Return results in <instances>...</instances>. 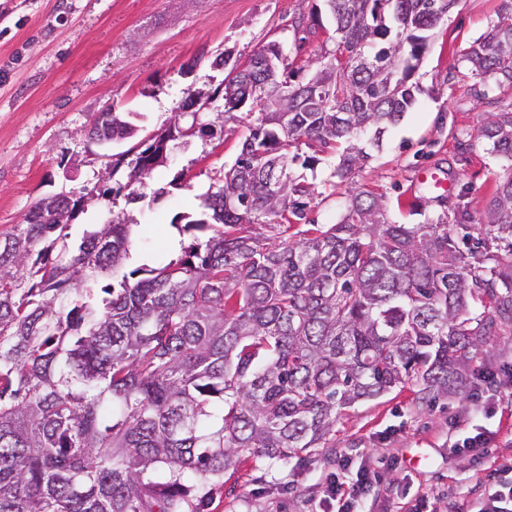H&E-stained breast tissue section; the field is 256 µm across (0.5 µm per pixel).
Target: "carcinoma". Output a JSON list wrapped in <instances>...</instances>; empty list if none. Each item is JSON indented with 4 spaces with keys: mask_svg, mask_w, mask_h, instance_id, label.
I'll return each instance as SVG.
<instances>
[{
    "mask_svg": "<svg viewBox=\"0 0 512 512\" xmlns=\"http://www.w3.org/2000/svg\"><path fill=\"white\" fill-rule=\"evenodd\" d=\"M335 49L304 82L278 80L261 49L224 79V113L248 125L181 257L143 264L120 287L131 228L115 222L70 249L63 231L86 201L39 199L0 231V512H206L240 459L312 455L343 410L410 381L448 394L488 338L512 330V110L482 114L478 136L509 161L478 235L443 213L388 220L382 198L348 197L340 221L288 237L315 189L292 174L304 144L339 153L328 185L370 158L416 103L429 33L457 0H325ZM461 56L512 83V0ZM138 143L140 188L182 136ZM112 141L136 128L119 112ZM257 225L278 228L263 237ZM507 252L503 261L495 251Z\"/></svg>",
    "mask_w": 512,
    "mask_h": 512,
    "instance_id": "1",
    "label": "carcinoma"
}]
</instances>
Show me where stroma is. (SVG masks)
<instances>
[{
	"label": "stroma",
	"mask_w": 512,
	"mask_h": 512,
	"mask_svg": "<svg viewBox=\"0 0 512 512\" xmlns=\"http://www.w3.org/2000/svg\"><path fill=\"white\" fill-rule=\"evenodd\" d=\"M502 0H459L432 31L415 73L418 103L385 132L371 160L329 188L332 163L295 166L317 193L304 222L334 224L352 188L381 196L390 218L417 224L418 203L447 211L456 224L483 216L506 162L492 154L477 128L482 113L512 109V84L483 81L460 53L497 20ZM333 19L323 0H0V230L22 223L41 197L88 196L67 229L77 247L84 233L120 221L132 227L126 269L175 259L168 242L184 217L196 216L206 193L232 166L247 129L210 109L184 115L183 136L171 142L142 199L127 198L131 141L104 147L87 141L95 113L111 107L138 128L139 138L162 132L187 91L224 93L227 67L216 57L246 62L272 42L284 47L281 73L304 81L308 65L334 48ZM115 172L110 192L99 176ZM180 186H173L175 177ZM512 333L491 337L466 372L468 383L436 399L418 385L396 388L347 409L329 448L268 467L250 458L225 475L208 512H316L342 457L369 467L373 512H398L424 499L426 512H476L491 471L512 462ZM498 374L496 384L483 373ZM487 447L456 454L455 442L475 433Z\"/></svg>",
	"instance_id": "stroma-1"
}]
</instances>
